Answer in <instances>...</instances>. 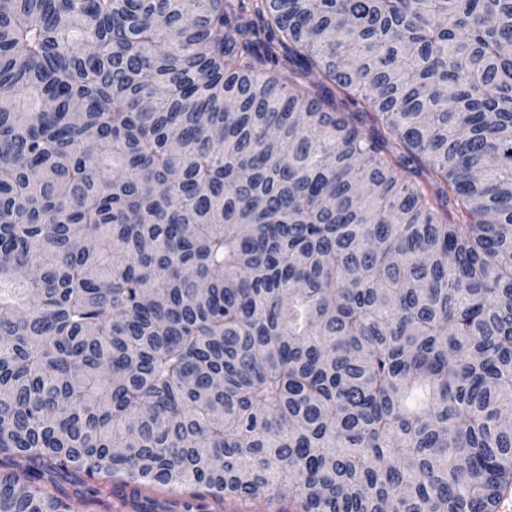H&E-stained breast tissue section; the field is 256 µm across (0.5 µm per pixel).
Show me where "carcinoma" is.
<instances>
[{
    "label": "carcinoma",
    "instance_id": "cac0c4a2",
    "mask_svg": "<svg viewBox=\"0 0 512 512\" xmlns=\"http://www.w3.org/2000/svg\"><path fill=\"white\" fill-rule=\"evenodd\" d=\"M511 45L512 0H0V512H495ZM95 484L89 481L83 473L76 472L67 481L62 482L59 491L71 498L75 512H142L148 511L152 505L149 499H156L160 509L156 512H188L185 504L192 502L202 504L203 511L190 512H293L291 503L286 499H275L268 503L266 497L251 500H240L224 496L215 498L207 490L194 487L168 489L166 487L140 486L139 503L130 502L126 493L130 489L124 487L118 480H112V491L104 487L102 492L89 490Z\"/></svg>",
    "mask_w": 512,
    "mask_h": 512
}]
</instances>
